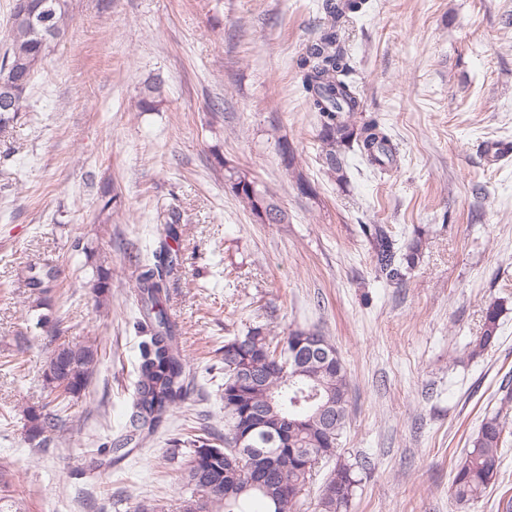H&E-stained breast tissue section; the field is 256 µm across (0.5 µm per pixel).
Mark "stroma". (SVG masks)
Here are the masks:
<instances>
[{
	"label": "stroma",
	"instance_id": "stroma-1",
	"mask_svg": "<svg viewBox=\"0 0 512 512\" xmlns=\"http://www.w3.org/2000/svg\"><path fill=\"white\" fill-rule=\"evenodd\" d=\"M324 0H71L74 20L38 70L29 108L0 129V506L5 512H181L183 430L224 432L216 349L247 327L319 331L349 379L345 428L296 512L351 466L350 512H512V440L474 504L451 492L485 416L512 428V0H366L337 24L365 117L397 169L322 160L297 62ZM162 81L155 110L139 107ZM243 172L287 216L263 224L232 192ZM111 207H104V199ZM418 244L402 282L378 277L361 227ZM172 242L165 302L186 397L141 450L92 476L90 451L124 428L138 354L137 257ZM52 267L43 288L31 270ZM110 288L97 294L99 272ZM499 304L495 343L468 357ZM95 343L100 362L65 427L53 349ZM30 433L33 437L39 436L47 430H56L65 424V419L60 414H43L31 410L29 412Z\"/></svg>",
	"mask_w": 512,
	"mask_h": 512
}]
</instances>
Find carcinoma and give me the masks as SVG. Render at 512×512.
Listing matches in <instances>:
<instances>
[{
    "label": "carcinoma",
    "instance_id": "1",
    "mask_svg": "<svg viewBox=\"0 0 512 512\" xmlns=\"http://www.w3.org/2000/svg\"><path fill=\"white\" fill-rule=\"evenodd\" d=\"M31 15H42L45 24L33 28L25 19L11 17L10 43L0 57V126L14 121L25 111L35 73L47 55L53 35L66 34L69 0H27ZM345 5L329 11L330 20L319 38L308 46L301 61L303 85L309 93L310 110L321 117L322 156L336 180L345 179V156L354 151L368 165L386 174L396 167V149L387 129L376 120L360 123L354 115L362 111L356 87L347 80L350 66L339 45L336 23ZM231 190L250 209L257 221L281 224L285 213L267 200L245 174L230 176ZM375 258L379 276L401 281L405 271L414 266L415 253L398 254V248L384 226L374 224L364 229ZM162 263L147 261L141 265L135 290L139 318L136 329L143 337L137 358L135 391L131 396L129 434L121 440L96 449L100 465L112 466L111 455L132 441L146 437L171 415L185 396L186 364L181 357L177 326L165 307L167 275L177 258L165 248L159 252ZM499 307L485 311L480 336L470 342V355L488 349L497 338ZM301 329L290 331L280 339L270 336L263 327L248 328L240 337V347L229 342L219 349L224 370V436L208 431L173 440L187 452L182 464L183 486L198 493L185 501L183 512H254L252 504L262 505L261 512H294L306 485L313 478L320 461L336 455L338 440L345 427L349 402V379L344 365L322 370L319 365L304 368L290 365L288 372L299 383L319 388L325 402L336 414L335 428L311 417L306 407L293 406L296 393L280 377V365L288 361V351ZM63 356V371L49 361L45 381L59 390L55 399L64 402L79 397L87 388L90 375L99 362L98 347L93 344L58 346ZM257 364L263 385L252 386L237 381L228 371L229 364ZM262 409L267 423L276 429L281 416L288 412L298 421L288 435V445L276 453L277 484L259 487L251 482L257 459L275 448L266 441V432L250 431V412ZM30 433L36 437L65 424L59 414L29 412ZM506 422L500 414L486 416L476 436L470 441L465 458L455 467L451 483L454 496L463 502L481 499L498 479V460L505 442ZM357 480L348 466H340L326 477L318 512H347Z\"/></svg>",
    "mask_w": 512,
    "mask_h": 512
}]
</instances>
